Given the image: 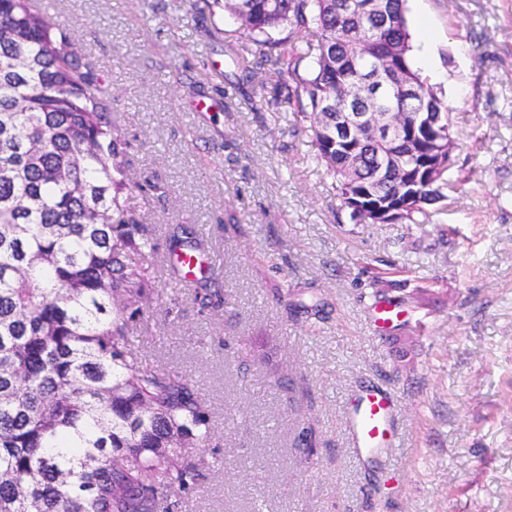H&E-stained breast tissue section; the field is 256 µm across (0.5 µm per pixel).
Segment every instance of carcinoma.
Segmentation results:
<instances>
[{
  "mask_svg": "<svg viewBox=\"0 0 512 512\" xmlns=\"http://www.w3.org/2000/svg\"><path fill=\"white\" fill-rule=\"evenodd\" d=\"M406 0L355 27L336 0H224L260 47L265 68L295 83L312 159L344 204L376 175V147L338 150L315 123L338 112H408L373 95L387 71L422 84ZM0 512H157L169 494L205 478L182 449L211 440L208 413L183 375L131 358L133 322L152 300L156 252L130 204L127 143L93 72L67 33L32 0H0ZM425 112L446 118L428 90ZM392 171L382 199L406 201L405 220L446 198L447 176L406 188Z\"/></svg>",
  "mask_w": 512,
  "mask_h": 512,
  "instance_id": "cac0c4a2",
  "label": "carcinoma"
}]
</instances>
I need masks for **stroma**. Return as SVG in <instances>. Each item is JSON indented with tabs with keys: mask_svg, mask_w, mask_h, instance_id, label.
<instances>
[{
	"mask_svg": "<svg viewBox=\"0 0 512 512\" xmlns=\"http://www.w3.org/2000/svg\"><path fill=\"white\" fill-rule=\"evenodd\" d=\"M414 54L452 109L453 165L423 223L359 224L277 74L216 0H46L127 142L157 245L148 366L209 409L205 467L160 512H512V0H407ZM190 227L215 265L201 304L167 269ZM316 297L319 313L294 309ZM401 312L388 328L377 301ZM396 399L392 448H352L353 395Z\"/></svg>",
	"mask_w": 512,
	"mask_h": 512,
	"instance_id": "obj_1",
	"label": "stroma"
}]
</instances>
